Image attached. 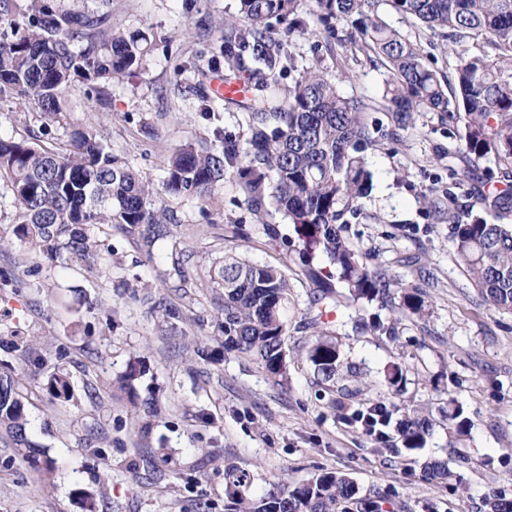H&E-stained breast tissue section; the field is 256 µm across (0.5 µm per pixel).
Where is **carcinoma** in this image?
<instances>
[{
    "mask_svg": "<svg viewBox=\"0 0 512 512\" xmlns=\"http://www.w3.org/2000/svg\"><path fill=\"white\" fill-rule=\"evenodd\" d=\"M414 20L419 29L462 46L451 79L444 82L423 58L418 41L386 25L385 2ZM28 25L10 41L0 39V95L12 92L35 112L60 117L66 92L77 84L94 87L122 81L145 69L151 52L142 30L112 27L108 11L63 9L55 0H27ZM234 15L224 16L222 35L207 66L177 68L196 86L213 73L244 80L248 96L236 102L247 115L248 136L213 130L175 149L166 160L164 193L207 206L227 179L237 182L247 208L255 215L271 205L294 224L307 246L319 247L354 304L379 302L398 307L405 317L422 318L426 293L403 286L371 268L342 235L338 224L346 212L362 210L372 185L364 152L387 139L402 141L414 114L431 113L456 130L463 152L461 175L487 160L512 169V0H236ZM316 17L308 30L302 14ZM336 58V74L323 57L298 59L290 43L306 34ZM363 56L386 71L380 100L344 95L338 81L349 77L350 64ZM292 79L285 85L284 80ZM389 112L394 129L368 122L369 112ZM62 148L31 140L0 137V182L16 208L13 234L29 249L58 260L97 265L96 230L117 224L152 249L170 236L171 220L159 204L154 185L141 178L85 128L65 129ZM451 251L471 282L491 305L512 310V185L481 188L473 207L462 211L448 197ZM211 279L224 288L221 329L224 345L254 357L279 383L288 381V277L279 268L255 265L234 255L224 257ZM332 287L321 284L311 304L336 303ZM10 349L25 362L43 367L48 357L32 351L33 337L17 326ZM306 358L324 383L335 382L348 362L342 344L316 338ZM402 369L388 372V393L354 409L350 418L375 440L388 442L395 405L389 394L402 391ZM52 405L74 398L70 374L59 366L41 387ZM31 391L11 367L0 371V429L18 456L46 475L54 461L30 438ZM406 449L424 447L431 424L414 415L396 422ZM430 478L448 482V463L425 465ZM231 489L227 512H386L381 498L360 494L339 471L313 474L291 484L278 477L259 497L245 493L247 473L225 471ZM481 512H512V499L493 494Z\"/></svg>",
    "mask_w": 512,
    "mask_h": 512,
    "instance_id": "obj_1",
    "label": "carcinoma"
}]
</instances>
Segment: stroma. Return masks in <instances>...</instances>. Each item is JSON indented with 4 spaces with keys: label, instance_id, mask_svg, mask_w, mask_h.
I'll use <instances>...</instances> for the list:
<instances>
[{
    "label": "stroma",
    "instance_id": "stroma-1",
    "mask_svg": "<svg viewBox=\"0 0 512 512\" xmlns=\"http://www.w3.org/2000/svg\"><path fill=\"white\" fill-rule=\"evenodd\" d=\"M234 0H110L114 27L143 29L152 41L146 69L97 90L75 87L67 97L74 125L91 128L143 179L162 186L167 154L211 137L215 128L245 133L244 114L225 106L209 120L201 99L185 88L177 64L206 63L225 10ZM46 146L62 142L53 120L21 99L0 97V137ZM458 139L426 115L403 142L368 149L372 191L359 214H345L343 235L371 266L427 293L425 317L395 308L337 302L311 306L317 285L311 271L327 273L321 250L305 251L294 225L268 210L253 215L233 182L218 189L207 210L161 195L171 234L152 250L119 227L99 238L109 245L96 269L61 264L13 239V199L0 188V335L23 326L34 348L60 357L70 372L76 404L34 401L32 439L55 461L50 478L17 460L0 437V512H80L75 494L93 493L96 512H225L224 473L250 475L251 494L269 490L273 476L295 483L319 470L347 474L361 494L388 497V512H479L486 495L512 499V311L485 303L450 248L448 197L473 204L474 184L504 186L508 178L484 162L471 181L454 183L461 168ZM288 276V382L275 384L246 353L223 348L220 308L224 291L210 272L225 253ZM394 322L395 338L367 330L372 317ZM326 334L342 343L359 370L364 399L386 392L387 369L397 364L406 385L394 401L400 413L429 417L424 448L403 449L399 436L378 444L350 422L317 384L304 350ZM207 347L201 358L198 347ZM136 369L139 398H154L158 413L141 436L139 410L120 378ZM96 391L88 399L86 387ZM462 406L473 421L449 446L448 412ZM466 455L459 465L458 455ZM447 461L461 483L443 484L424 472L426 462Z\"/></svg>",
    "mask_w": 512,
    "mask_h": 512
}]
</instances>
